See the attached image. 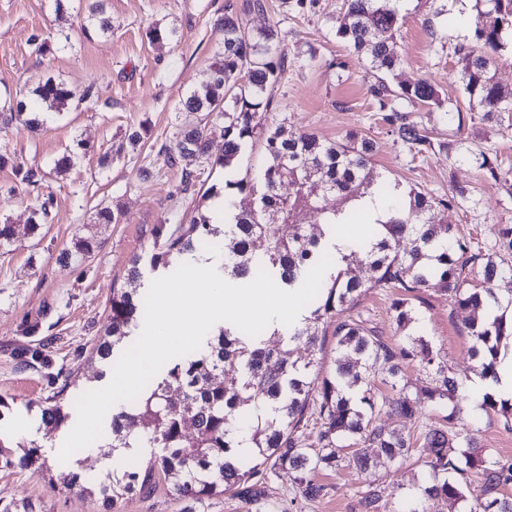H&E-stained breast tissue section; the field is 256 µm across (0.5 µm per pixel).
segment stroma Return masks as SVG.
Here are the masks:
<instances>
[{"label": "stroma", "mask_w": 512, "mask_h": 512, "mask_svg": "<svg viewBox=\"0 0 512 512\" xmlns=\"http://www.w3.org/2000/svg\"><path fill=\"white\" fill-rule=\"evenodd\" d=\"M247 0H106L109 33H84L86 0H0V102L29 93L40 79L54 77L92 95L79 108L52 114L39 131L23 119L0 120V224L15 227L8 250L0 251V506L30 504L34 512H106L99 492L51 488L49 476L75 470L95 478L122 469L108 437L75 452L67 462L57 454L69 427L54 433L40 429L45 401L61 386L70 397L109 383L112 365L91 358V349L108 325L113 289L123 287L132 259H139L141 287L149 289L163 272L153 269L157 228L174 229L191 216L198 187L251 179L264 159L261 143L246 149L232 175L222 169L197 168L194 190L184 191L182 169L169 165L165 149L174 148L179 130L193 121L180 111L185 94L210 76V66L223 41L218 25L232 8L253 33L276 27L288 56L314 54L313 66H288L272 91L270 116L286 120L296 132L343 141L358 132L375 142L374 166L389 181L453 200L437 221L455 226L466 237L480 236L482 252L491 248L498 224H512V112L482 120L473 118L469 99L458 81L459 44H475L478 13L473 0H410L402 9L403 24L393 37L398 64L391 83L411 85L425 80L440 91L442 108L415 107L411 117L427 130L432 148L410 152L383 121L369 89L379 74L345 48L332 30L342 0H317L313 8L285 11L280 0H265L261 12L247 10ZM174 30L170 42L155 45L149 26ZM444 32L435 41L434 32ZM50 51L39 54L38 43ZM459 109L460 123H448L446 109ZM140 131L137 149L125 150L110 167L99 158ZM88 146L70 170L56 175L54 165L76 142ZM483 153L507 171L506 180L487 179L472 155ZM40 168L37 188L22 183L18 167ZM50 205V221L30 232L29 218L41 202ZM109 206L122 212L117 224H100L96 212ZM97 242L82 257L78 239ZM396 292L374 288L337 311L336 320H366L386 342L401 346L407 338L392 317ZM421 334L431 340L450 371L477 376L470 356L474 340L467 328L468 311L454 308L431 286L411 293ZM482 447L512 458V431L481 406L466 407ZM39 447L50 473L16 466L29 448ZM13 466H5V459ZM425 471L414 460L377 463L367 470L342 464L313 475L324 495L301 501L288 475L269 479L264 503L269 512H359V494L379 487L378 512H412L420 498ZM118 512H247L226 492L193 501L178 498L165 481L147 493L123 499Z\"/></svg>", "instance_id": "stroma-1"}]
</instances>
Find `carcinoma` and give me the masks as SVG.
Here are the masks:
<instances>
[{
	"mask_svg": "<svg viewBox=\"0 0 512 512\" xmlns=\"http://www.w3.org/2000/svg\"><path fill=\"white\" fill-rule=\"evenodd\" d=\"M398 2L344 0L343 12L336 18V36L354 53L367 54L371 68L382 74L371 95L380 111H388L383 121L394 127L403 145L419 154L431 143L424 128L410 120L406 107L438 106L441 100L426 82L395 91L386 81L397 64L390 39L403 22ZM476 4L482 7L475 32L478 46L458 45L459 81L471 106L489 118L512 112V98L503 95L490 72L503 32L512 29V0H476ZM88 10L98 30L108 33L103 0H94ZM220 24L224 46L215 55L209 81L181 101V110L196 115V121L179 130L176 152H165L167 162L182 165L188 184L191 166L206 162L230 169L257 139L266 160L252 180L225 183L240 195L237 201L224 198V208L231 210L230 223L216 224L199 212L172 231L158 228V251L152 254L151 265L166 268L177 257L220 251L225 275L249 279L263 268L276 284L293 288L329 251L327 227L299 224L297 214L314 208L326 220L336 211L319 206L322 198L336 195L348 200L387 181L374 169L370 141L356 134L333 142L312 133L290 132L282 123H268L271 91L286 60L277 32L249 33L230 8ZM32 94L46 110L57 113L77 109L89 97L52 77L38 82ZM217 118L224 119V154L213 158L207 133L209 123ZM285 182L293 186L288 196L280 193ZM450 204L446 198L413 188L407 198L397 196L392 201L396 214L384 225L385 232L363 248L368 275L353 272L349 255L342 256L344 268L327 274V282L308 305L310 314L303 325L275 333L271 344L222 327L207 335L199 350L165 365L137 400L114 406L108 427L112 447L148 448L150 454L120 474L105 475L99 491L110 507L117 509L125 496L145 490L158 478L181 498L198 501L230 491L252 506L265 498L270 476L281 473L292 476L304 499L313 500L324 487L314 482L312 474L340 466L341 450L349 445L361 446L352 455V462L361 469L373 456L390 464L409 458L415 452L413 439L377 423V418L383 413L401 418L416 414L418 398L400 384L398 366V361L412 357L436 368L441 378L438 388L425 392L426 398L436 405L452 403L447 416L452 429H428L423 442L426 455L416 459L431 478L423 487L425 501L452 507L465 502L467 512H512V496L505 495L512 490V459L477 449L462 424L465 382L448 374L431 341L418 337L410 347L395 348L362 320L347 319L332 332L337 348L346 353L332 370L314 373L313 361L291 359L293 346L303 342L316 347L319 337L326 335L325 319L370 288L403 290L391 310L397 327L409 328L416 316L406 294L435 284L453 306L485 311L484 320L473 316L468 329L481 373L496 376L499 345L505 338L512 339V321L492 314V306L498 303L496 283L512 276V263L505 262V257L512 256V224L494 229L493 248L502 258L489 257L478 266L479 254L472 251L471 241L459 236L452 225L432 220V211L446 210ZM402 238L410 241L411 248L400 253L393 243ZM140 279L135 259L127 272L129 287L113 290L109 324L92 347L91 357L105 362L116 358L131 330L143 322L145 295L139 291ZM227 366L239 373L230 386L216 382ZM380 371L391 378L394 395L376 392L375 377ZM67 388V384L61 387L41 410V421L50 432L69 417L61 404ZM482 407L501 415L504 429L512 430V399L498 401L487 393ZM187 418L195 428L191 440L182 431ZM311 420L317 425L315 448L304 442L299 431ZM243 439L258 450V459L245 462L232 455ZM18 465L48 469L36 447Z\"/></svg>",
	"mask_w": 512,
	"mask_h": 512,
	"instance_id": "carcinoma-1",
	"label": "carcinoma"
}]
</instances>
